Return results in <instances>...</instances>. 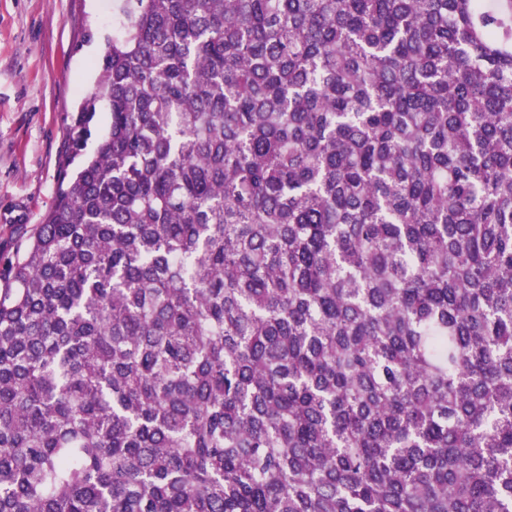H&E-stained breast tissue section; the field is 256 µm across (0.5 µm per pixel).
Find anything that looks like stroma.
Returning a JSON list of instances; mask_svg holds the SVG:
<instances>
[{"label":"stroma","mask_w":512,"mask_h":512,"mask_svg":"<svg viewBox=\"0 0 512 512\" xmlns=\"http://www.w3.org/2000/svg\"><path fill=\"white\" fill-rule=\"evenodd\" d=\"M119 0H0V265L52 206Z\"/></svg>","instance_id":"1"}]
</instances>
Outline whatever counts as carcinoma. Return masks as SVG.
Returning <instances> with one entry per match:
<instances>
[{
    "mask_svg": "<svg viewBox=\"0 0 512 512\" xmlns=\"http://www.w3.org/2000/svg\"><path fill=\"white\" fill-rule=\"evenodd\" d=\"M121 2L0 269V512H512V0Z\"/></svg>",
    "mask_w": 512,
    "mask_h": 512,
    "instance_id": "cac0c4a2",
    "label": "carcinoma"
}]
</instances>
